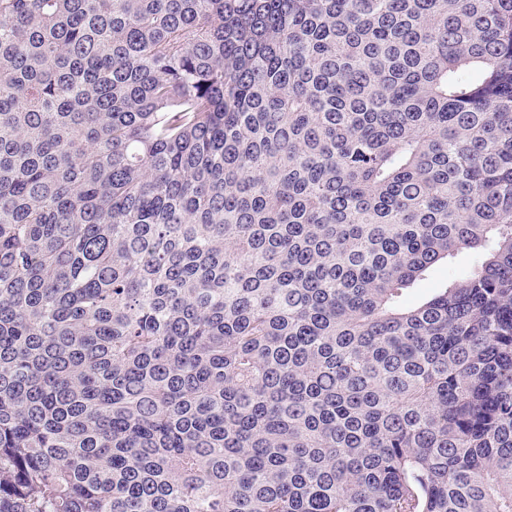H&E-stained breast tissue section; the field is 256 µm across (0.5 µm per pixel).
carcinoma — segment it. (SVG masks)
Segmentation results:
<instances>
[{
    "label": "carcinoma",
    "mask_w": 512,
    "mask_h": 512,
    "mask_svg": "<svg viewBox=\"0 0 512 512\" xmlns=\"http://www.w3.org/2000/svg\"><path fill=\"white\" fill-rule=\"evenodd\" d=\"M0 512H512V0H0ZM476 256L470 252H462L451 259L448 264L438 265L427 277L420 283L413 292V298L419 299L428 294L433 288H441L445 283L455 277L468 273L476 263Z\"/></svg>",
    "instance_id": "1"
}]
</instances>
